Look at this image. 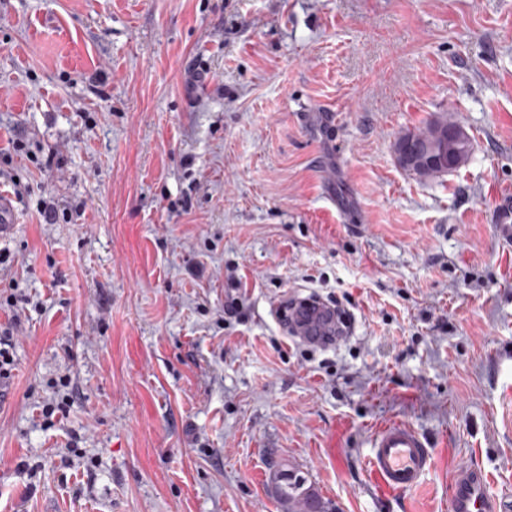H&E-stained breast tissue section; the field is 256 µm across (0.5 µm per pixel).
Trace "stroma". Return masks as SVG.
<instances>
[{
  "label": "stroma",
  "instance_id": "obj_1",
  "mask_svg": "<svg viewBox=\"0 0 512 512\" xmlns=\"http://www.w3.org/2000/svg\"><path fill=\"white\" fill-rule=\"evenodd\" d=\"M440 115L471 155L422 179L394 143ZM17 137L0 512H284L276 464L340 512L512 495V0H0ZM311 294L350 336L287 335ZM391 420L434 464L387 498ZM17 321L16 316L12 315L5 327L2 328L0 324V379H9L15 369L13 325H16ZM370 445L365 469L385 495L418 487L432 468L433 455L426 440L401 421L382 426ZM502 499L490 491L481 468L459 467L449 484L450 512H503Z\"/></svg>",
  "mask_w": 512,
  "mask_h": 512
}]
</instances>
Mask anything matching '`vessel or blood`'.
<instances>
[{
	"mask_svg": "<svg viewBox=\"0 0 512 512\" xmlns=\"http://www.w3.org/2000/svg\"><path fill=\"white\" fill-rule=\"evenodd\" d=\"M274 313L292 338L306 344H333L342 328L330 306L313 295L280 303ZM432 463L426 440L400 421L378 430L365 457L368 476L387 495L418 487ZM449 512H503L502 499L491 492L482 469L462 466L449 484Z\"/></svg>",
	"mask_w": 512,
	"mask_h": 512,
	"instance_id": "1",
	"label": "vessel or blood"
}]
</instances>
